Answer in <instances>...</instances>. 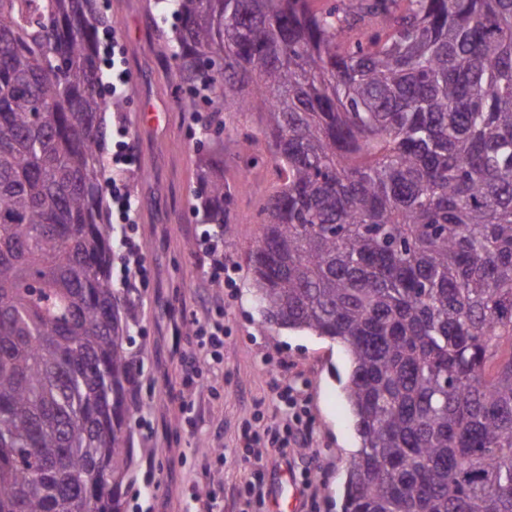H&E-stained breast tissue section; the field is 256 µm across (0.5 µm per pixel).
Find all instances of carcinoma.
<instances>
[{
  "label": "carcinoma",
  "instance_id": "1",
  "mask_svg": "<svg viewBox=\"0 0 512 512\" xmlns=\"http://www.w3.org/2000/svg\"><path fill=\"white\" fill-rule=\"evenodd\" d=\"M155 0L203 112L262 114L249 255L280 326L340 340L344 512H512V0ZM94 0H0V512H123L141 351L112 287ZM196 200L224 223V159Z\"/></svg>",
  "mask_w": 512,
  "mask_h": 512
}]
</instances>
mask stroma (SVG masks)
I'll return each instance as SVG.
<instances>
[{"label":"stroma","instance_id":"35a3bbf8","mask_svg":"<svg viewBox=\"0 0 512 512\" xmlns=\"http://www.w3.org/2000/svg\"><path fill=\"white\" fill-rule=\"evenodd\" d=\"M98 2L126 50L130 90L105 123L110 140L127 138L134 151L128 182L150 271L147 288L129 308L142 354L131 393L125 512H244L258 465L272 489L294 478L295 512H343L347 468L360 448L342 384L349 358L338 342L264 323L251 296L248 251L260 230V204L276 184L264 142H245L261 116L234 114L224 133L227 217L237 233L224 238V255L236 270L232 286L222 287L195 249L207 227L194 196V148L203 134L180 108L186 88L155 49L175 20L161 17L153 0ZM205 315L224 319V366L203 371L190 390L183 361L198 347L186 327ZM283 375L298 387L297 408L308 412L312 429L306 447L281 454L250 436L291 426L292 411L274 392ZM214 447L223 458L210 456Z\"/></svg>","mask_w":512,"mask_h":512}]
</instances>
